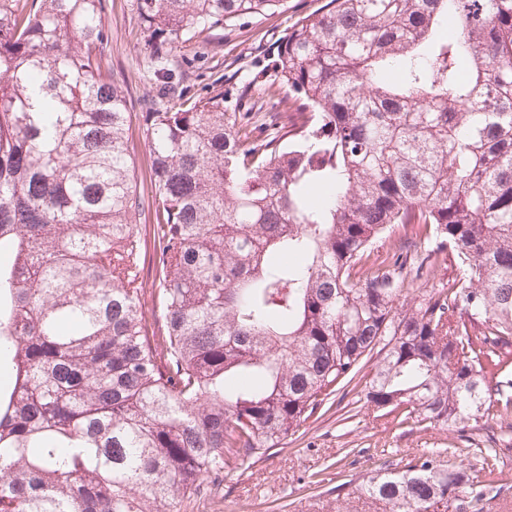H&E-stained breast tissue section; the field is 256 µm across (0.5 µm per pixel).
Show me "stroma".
Wrapping results in <instances>:
<instances>
[{
	"instance_id": "1",
	"label": "stroma",
	"mask_w": 512,
	"mask_h": 512,
	"mask_svg": "<svg viewBox=\"0 0 512 512\" xmlns=\"http://www.w3.org/2000/svg\"><path fill=\"white\" fill-rule=\"evenodd\" d=\"M325 0H283L271 13L239 19L219 30L214 44H175L170 55L185 61L186 83L206 94L215 80L224 83L226 97L256 73L270 67L276 46L300 18L316 12ZM104 21L111 35L105 53L115 76L123 80L134 124H141L144 103L157 94L149 79L153 47L141 28L137 0H106ZM364 382L354 381L336 396L351 411L340 421L335 414L308 423L299 438L272 450L269 458L245 471L222 474L219 482L204 481L179 512H316L320 489L310 476L323 472L333 483L360 477L381 466L402 468L415 456L435 453L437 459L482 475L481 449L497 451V480L488 490L485 512H512V387L494 396L491 418L462 431L444 427L424 431L396 425L379 416L367 402Z\"/></svg>"
}]
</instances>
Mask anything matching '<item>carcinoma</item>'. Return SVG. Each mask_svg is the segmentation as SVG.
I'll use <instances>...</instances> for the list:
<instances>
[{"label": "carcinoma", "mask_w": 512, "mask_h": 512, "mask_svg": "<svg viewBox=\"0 0 512 512\" xmlns=\"http://www.w3.org/2000/svg\"><path fill=\"white\" fill-rule=\"evenodd\" d=\"M280 2L137 0L162 86L145 197L104 0H0V512H176L359 376L401 425L489 415L512 368V0H327L235 103L190 93L168 46ZM255 91L278 110L240 111ZM357 497L484 512L427 454L335 512ZM147 239V248L146 252L143 250L141 254V275L143 276V281L145 282V297H144V304H145V315L146 318L150 323L154 322L153 312H154V305H153V298H154V291H155V285H154V278H155V267H153V252L152 248L150 247L152 244L150 243V236L147 234L145 236Z\"/></svg>", "instance_id": "cac0c4a2"}]
</instances>
